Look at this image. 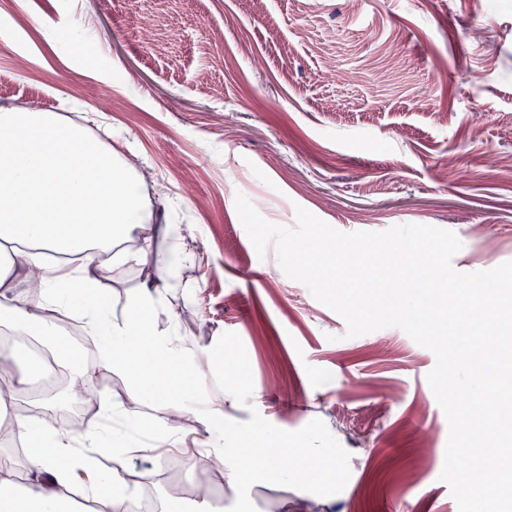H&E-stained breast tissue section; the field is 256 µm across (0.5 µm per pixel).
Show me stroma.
<instances>
[{
	"mask_svg": "<svg viewBox=\"0 0 512 512\" xmlns=\"http://www.w3.org/2000/svg\"><path fill=\"white\" fill-rule=\"evenodd\" d=\"M34 93L152 176V223L197 255L170 306L197 313L181 332L202 354L243 365L247 448L261 420L340 449L330 512H458L434 354L397 327L347 337L275 244L257 254L235 196L288 229L300 206L345 233L451 230L465 273L512 261V0H0V108ZM128 468L156 512L196 497L195 461Z\"/></svg>",
	"mask_w": 512,
	"mask_h": 512,
	"instance_id": "obj_1",
	"label": "stroma"
}]
</instances>
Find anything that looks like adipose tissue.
Instances as JSON below:
<instances>
[{
  "label": "adipose tissue",
  "mask_w": 512,
  "mask_h": 512,
  "mask_svg": "<svg viewBox=\"0 0 512 512\" xmlns=\"http://www.w3.org/2000/svg\"><path fill=\"white\" fill-rule=\"evenodd\" d=\"M0 157L9 161L0 177V325L58 355L64 348L60 320L80 323L95 351L92 367L70 378L74 400L94 402L90 388L99 371L125 374L130 382L125 398L102 404L98 422L78 432L63 430L17 407L41 359L1 349L0 360L12 361L13 372L11 392L0 395V421L36 440L25 451L28 483H17L12 462L0 463V512H77L63 495L75 486L110 512H130L127 462L138 442L126 429L137 428L150 447L171 453L184 447L182 431L190 419L203 427L200 447L223 461L225 496L238 512L250 509L246 487L269 482L295 486L293 512H309L306 472L318 463L327 481L336 482L342 474L339 449L289 448L286 432L258 421L261 446L245 454L230 415L237 397L217 399L183 384V375L203 358L182 337L168 294L171 280L196 255L179 225L150 223L130 167L84 126L48 111H1ZM159 238L166 244L161 263L152 259ZM124 267L146 276L117 317L101 277ZM147 407L153 410L148 418ZM103 448L115 449L114 466L100 465ZM288 453L296 466L284 471L278 461Z\"/></svg>",
  "instance_id": "ef3b65f1"
}]
</instances>
